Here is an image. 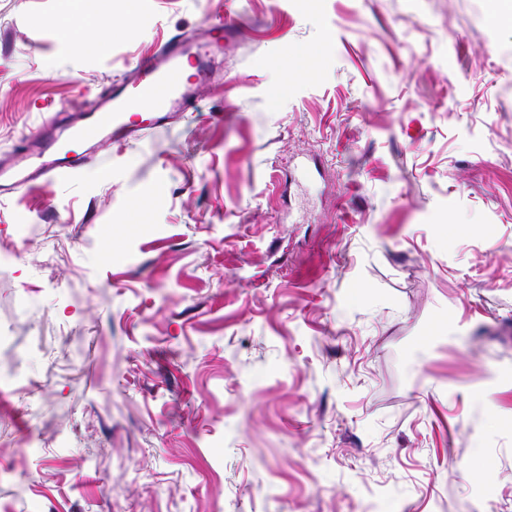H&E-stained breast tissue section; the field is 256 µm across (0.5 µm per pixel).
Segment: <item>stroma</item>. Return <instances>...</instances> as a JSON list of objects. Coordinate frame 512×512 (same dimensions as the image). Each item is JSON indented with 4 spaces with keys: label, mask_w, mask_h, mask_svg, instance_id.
<instances>
[{
    "label": "stroma",
    "mask_w": 512,
    "mask_h": 512,
    "mask_svg": "<svg viewBox=\"0 0 512 512\" xmlns=\"http://www.w3.org/2000/svg\"><path fill=\"white\" fill-rule=\"evenodd\" d=\"M0 0V162L224 11L192 116L0 196V512H512V19ZM120 259H112V250Z\"/></svg>",
    "instance_id": "1"
}]
</instances>
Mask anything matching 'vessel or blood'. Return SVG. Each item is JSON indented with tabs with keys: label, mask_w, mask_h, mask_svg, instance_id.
<instances>
[{
	"label": "vessel or blood",
	"mask_w": 512,
	"mask_h": 512,
	"mask_svg": "<svg viewBox=\"0 0 512 512\" xmlns=\"http://www.w3.org/2000/svg\"><path fill=\"white\" fill-rule=\"evenodd\" d=\"M208 44L197 46L174 40L146 59L122 79L114 82L111 92L94 107L71 105L68 129L72 138L82 141L102 139L105 133H132L137 129L127 114L134 109L150 112L151 124L165 122L168 113L188 112L193 108L196 91L210 80L208 65L211 53L224 47V13L209 17ZM193 76H186V68ZM55 124L43 122L26 143L32 162L27 166H1L0 177L12 180L16 188H33L36 181L66 178L69 168L58 155Z\"/></svg>",
	"instance_id": "b4317fda"
}]
</instances>
